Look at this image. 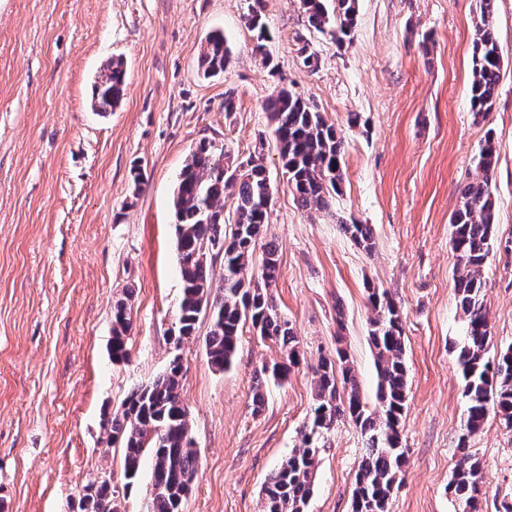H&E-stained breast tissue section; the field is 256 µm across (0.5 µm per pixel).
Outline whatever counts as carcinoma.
Masks as SVG:
<instances>
[{
	"label": "carcinoma",
	"instance_id": "obj_1",
	"mask_svg": "<svg viewBox=\"0 0 512 512\" xmlns=\"http://www.w3.org/2000/svg\"><path fill=\"white\" fill-rule=\"evenodd\" d=\"M264 0H252L246 14L256 33V52L265 68H274L265 50L269 39ZM300 0L311 28L342 42L353 31L355 0ZM495 0H480L475 21L471 103L478 114L491 110L502 78V57L492 30ZM231 54L224 33L205 39L201 53L203 75L224 72ZM126 70L120 58L95 81L93 108L112 112L124 96ZM273 125L288 185L299 207L311 210L329 205L343 176L344 142L322 113L286 88L273 91L265 103ZM496 138L486 133L477 157L479 180L462 190L460 207L451 216V248L460 268L456 295L466 320V336L458 362L467 399L460 436V458L448 491L458 508L480 512L484 483L482 461L469 448L471 437L482 430L493 413L512 427V345L493 359L486 358L489 331L481 279L494 244L495 202L491 176L496 164ZM234 199L232 217L224 218V194ZM273 189L262 159L252 156L238 164L224 163V147L201 140L177 177L173 206L176 216V251L182 293L170 340L179 348L196 335L200 319H209L205 350L211 366L224 371L234 361L243 328L280 351L281 361L264 368L256 378L254 410L265 405L269 381H285L299 366V336L293 322L279 312L272 287L279 274L277 246L267 239ZM357 245H374L369 224L340 225ZM221 259L220 272L214 261ZM369 340L375 352L379 406L372 409L362 398L347 351L322 358L316 369L315 403L310 420L293 449L264 486L263 512H307L313 495L319 456L326 438L342 418L350 419L364 438L365 448L355 475L352 512H389L392 494L403 480L407 449L401 424L407 408L408 379L405 361L403 312L384 289L368 287ZM132 309L128 299L112 308V360L129 355ZM183 364L174 355L168 368L151 384L133 389L122 409L108 420L112 443L124 450V476L133 482L144 455L152 458L151 512H182L197 475V453L190 435L188 411L181 398ZM82 512H116L119 492L104 481L86 486Z\"/></svg>",
	"mask_w": 512,
	"mask_h": 512
}]
</instances>
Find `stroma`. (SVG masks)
<instances>
[{
	"label": "stroma",
	"instance_id": "obj_1",
	"mask_svg": "<svg viewBox=\"0 0 512 512\" xmlns=\"http://www.w3.org/2000/svg\"><path fill=\"white\" fill-rule=\"evenodd\" d=\"M248 6L0 0V512H79L85 485L103 474L120 488L123 512H150L151 463L127 483L106 421L176 353L198 455L183 512H262V485L308 420L320 357L344 343L363 399L377 403L369 283L404 313L408 453L389 512L457 508L448 482L466 410L457 362L466 322L450 217L494 130L495 246L482 277L490 350L500 352L512 344V0L496 2L504 70L491 111L480 115L469 95L477 0H357L355 28L342 44L310 28L299 0H265L272 72L256 55ZM217 30L231 57L207 78L199 56ZM304 43L319 56L316 70L300 61ZM115 58L127 66L123 102L93 111L92 84ZM278 85L315 106L345 140L340 192L326 209L299 208L288 187L264 109ZM203 138L237 162L261 151L274 186L273 295L297 327L300 365L284 384H269L258 414L254 379L279 360L276 346L244 332L231 368L218 371L205 352L208 319L180 349L169 341L182 291L173 191ZM351 220L372 225L373 252L340 231ZM127 292L129 357L116 363L112 306ZM469 446L484 463L481 512H506L512 428L489 416ZM363 448L358 428L339 422L320 455L308 512H351Z\"/></svg>",
	"mask_w": 512,
	"mask_h": 512
}]
</instances>
